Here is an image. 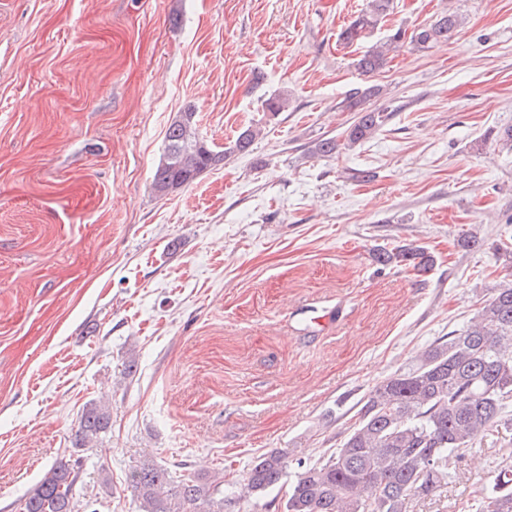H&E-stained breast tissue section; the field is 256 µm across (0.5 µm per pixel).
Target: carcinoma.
<instances>
[{
	"mask_svg": "<svg viewBox=\"0 0 512 512\" xmlns=\"http://www.w3.org/2000/svg\"><path fill=\"white\" fill-rule=\"evenodd\" d=\"M393 9V0H368L338 34L351 44L372 32ZM462 15L446 9L410 36L397 29L355 61L365 76L383 70L389 54L408 43L423 51L448 41ZM381 87H358L344 102L355 113L343 142L320 140L312 154L328 157L340 147L370 139L389 119L388 108L368 102ZM194 107L187 106L171 122L167 144L153 177L154 190L165 195L194 182L224 162L231 153L250 149L259 135L241 128L230 147L217 150L197 132ZM387 266L404 263L416 272L429 271L432 259L415 247L381 248L374 254ZM512 406V284L493 289L466 327L438 339L417 362L376 385L362 400L355 422L337 448L312 463L291 461L284 450L252 460L243 495L259 498L283 486L291 464H297L285 491L284 512H409V505L432 498L456 474L464 452L507 424ZM111 427L108 406L84 408L72 447L86 448ZM79 472L67 460L55 462L24 499L22 512H74L73 490ZM139 501V512H229L230 499L218 498L217 486L195 473L175 475L145 461L127 477ZM464 512H512V463L500 462L489 484L462 504Z\"/></svg>",
	"mask_w": 512,
	"mask_h": 512,
	"instance_id": "carcinoma-1",
	"label": "carcinoma"
}]
</instances>
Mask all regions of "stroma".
I'll list each match as a JSON object with an SVG mask.
<instances>
[{"mask_svg":"<svg viewBox=\"0 0 512 512\" xmlns=\"http://www.w3.org/2000/svg\"><path fill=\"white\" fill-rule=\"evenodd\" d=\"M366 3L0 0V512L73 453L99 401L112 428L77 452L76 512H138L127 476L146 460L223 478L235 512H283V490L240 497L253 458L336 448L360 398L512 282V152L495 141L512 126V0H394L341 44ZM449 5L464 17L449 41L355 69ZM369 81L385 125L312 155ZM278 93L287 111L266 112ZM189 105L215 146L261 134L161 196ZM402 245L433 268L375 262ZM501 448L510 425L410 512H461ZM393 9V0H368L365 9L361 10L350 23L340 31L338 39L342 43L351 44L365 38ZM405 44V31L398 28L388 36L385 42L374 45L363 52L355 61V68L364 76H373L383 70L390 58V52H395Z\"/></svg>","mask_w":512,"mask_h":512,"instance_id":"obj_1","label":"stroma"}]
</instances>
